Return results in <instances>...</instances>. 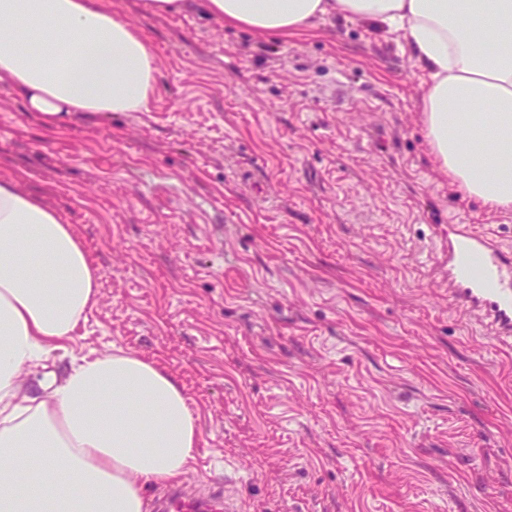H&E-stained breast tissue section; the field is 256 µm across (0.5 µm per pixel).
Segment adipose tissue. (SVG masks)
I'll return each mask as SVG.
<instances>
[{
  "label": "adipose tissue",
  "instance_id": "ef3b65f1",
  "mask_svg": "<svg viewBox=\"0 0 512 512\" xmlns=\"http://www.w3.org/2000/svg\"><path fill=\"white\" fill-rule=\"evenodd\" d=\"M261 35L328 14L402 39L421 71V123L438 170L470 198L512 211V0H203ZM55 38L66 63L41 61ZM156 57L104 0H0V89L46 129L79 113L143 112ZM0 177V512H146L148 484L179 480L199 442L181 387L117 350L45 369L94 306L101 278L72 225ZM43 367L31 388L26 370Z\"/></svg>",
  "mask_w": 512,
  "mask_h": 512
}]
</instances>
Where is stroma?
<instances>
[{
	"label": "stroma",
	"instance_id": "35a3bbf8",
	"mask_svg": "<svg viewBox=\"0 0 512 512\" xmlns=\"http://www.w3.org/2000/svg\"><path fill=\"white\" fill-rule=\"evenodd\" d=\"M107 2L156 55L149 111L50 131L0 90V176L102 273L57 369L121 348L174 376L200 428L180 484L231 512H512V346L443 264L452 223L512 250V212L435 172L404 42Z\"/></svg>",
	"mask_w": 512,
	"mask_h": 512
}]
</instances>
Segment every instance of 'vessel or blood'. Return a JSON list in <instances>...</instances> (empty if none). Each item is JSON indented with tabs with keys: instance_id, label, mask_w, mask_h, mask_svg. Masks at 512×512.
Returning a JSON list of instances; mask_svg holds the SVG:
<instances>
[{
	"instance_id": "1",
	"label": "vessel or blood",
	"mask_w": 512,
	"mask_h": 512,
	"mask_svg": "<svg viewBox=\"0 0 512 512\" xmlns=\"http://www.w3.org/2000/svg\"><path fill=\"white\" fill-rule=\"evenodd\" d=\"M448 287L452 303L480 310L501 340L512 341V252L466 224L448 227ZM216 493L200 500L181 488L168 490L156 512H224Z\"/></svg>"
}]
</instances>
